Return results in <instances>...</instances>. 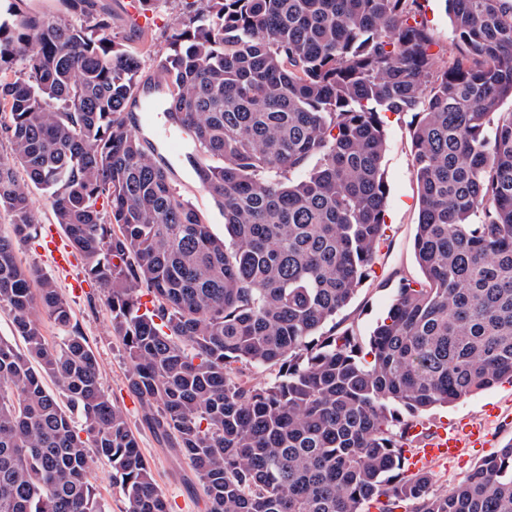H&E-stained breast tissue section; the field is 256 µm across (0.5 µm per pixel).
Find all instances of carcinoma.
I'll use <instances>...</instances> for the list:
<instances>
[{"label": "carcinoma", "instance_id": "obj_1", "mask_svg": "<svg viewBox=\"0 0 512 512\" xmlns=\"http://www.w3.org/2000/svg\"><path fill=\"white\" fill-rule=\"evenodd\" d=\"M205 2L148 75L97 0H60L78 24L14 2L0 14V310L25 342L0 338V512H101L93 455L128 512H170L68 304L17 258L38 235L35 189L102 288L128 388L189 460L206 512H512V443L449 493L405 458L422 414L512 380V0H446L463 52L444 68L421 0ZM152 85L201 149L224 237L129 127ZM386 112L414 116L419 276L399 279L368 340L323 336L385 233ZM261 368L275 378L246 374Z\"/></svg>", "mask_w": 512, "mask_h": 512}]
</instances>
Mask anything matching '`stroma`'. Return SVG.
<instances>
[{
  "label": "stroma",
  "instance_id": "obj_1",
  "mask_svg": "<svg viewBox=\"0 0 512 512\" xmlns=\"http://www.w3.org/2000/svg\"><path fill=\"white\" fill-rule=\"evenodd\" d=\"M104 2L112 13L113 36L138 48L144 71H151L155 59L170 51V37L185 12L183 0H159L155 9L145 12V23L141 26L125 18L123 0ZM425 9L435 40L436 61L438 65H446L458 55L459 47L451 36L444 0H427ZM411 121L412 116L408 113H389L384 118L386 149L382 170L389 189L385 208L386 239L379 245L369 277L340 313L346 325L363 336L369 335L376 322L385 315L395 297L399 278L419 273L412 250L419 207L417 184L411 175ZM172 170L177 191L201 213L214 234L223 235L224 218L215 201L191 177L186 167L176 164ZM32 213L39 226V236L19 245V260L51 277L68 302L74 322L78 323L97 356L102 386L126 415L157 486L172 505V512H205L202 485L191 464L177 457L145 424L140 402L127 388L130 362L121 341L112 333L111 315L103 291L88 280L81 261H74L68 270L62 271L46 253L47 237L62 241L66 235L56 223L50 199L43 191L33 192ZM490 403L512 412V383H500L462 402L425 413L424 421L431 426L464 417L478 419L482 417L485 405ZM91 482L102 512H127L128 503L106 461L93 464Z\"/></svg>",
  "mask_w": 512,
  "mask_h": 512
}]
</instances>
